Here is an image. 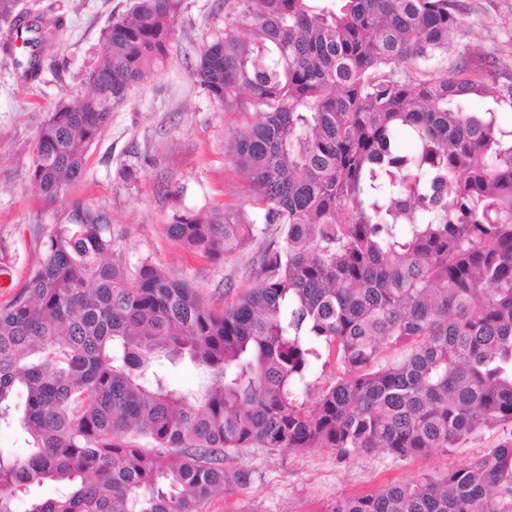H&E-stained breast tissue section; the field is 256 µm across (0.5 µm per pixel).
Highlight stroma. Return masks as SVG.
Masks as SVG:
<instances>
[{
    "label": "stroma",
    "mask_w": 512,
    "mask_h": 512,
    "mask_svg": "<svg viewBox=\"0 0 512 512\" xmlns=\"http://www.w3.org/2000/svg\"><path fill=\"white\" fill-rule=\"evenodd\" d=\"M33 11L63 19L56 66L39 82L22 83L0 57V305L13 299L41 258V241L68 204L43 206L29 178L38 132L60 98L87 94L84 74L101 51L102 29L130 0H20ZM459 36L442 67L467 59L492 72L512 65V0H460ZM224 0H183L167 56L112 108L100 140L91 147L81 180L69 197H81L112 217V248L129 265L149 261L189 282L209 307L230 306L254 283L262 249L254 242L223 262L190 253L171 240L166 226L176 212L249 206V184L227 151L243 124L193 82L201 51L224 35ZM504 429L480 432L457 451L427 459L399 460L383 452L339 457L329 448H245L238 465L257 481L214 497L208 512H327L336 499L398 482L440 475L481 458Z\"/></svg>",
    "instance_id": "obj_1"
}]
</instances>
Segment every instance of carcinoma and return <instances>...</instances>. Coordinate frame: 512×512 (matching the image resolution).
Wrapping results in <instances>:
<instances>
[{"label":"carcinoma","instance_id":"obj_1","mask_svg":"<svg viewBox=\"0 0 512 512\" xmlns=\"http://www.w3.org/2000/svg\"><path fill=\"white\" fill-rule=\"evenodd\" d=\"M0 0L4 57L37 80L62 21ZM183 0H133L102 30L90 92L58 102L34 146L46 205L167 53ZM231 0L224 38L192 78L245 118L229 144L243 207L180 211L169 236L213 261L274 225L255 284L222 312L149 262L112 249L107 212L74 197L28 281L0 306V512H206L256 472L240 448L447 455L512 426V72L434 66L458 0ZM26 60L13 58L21 24ZM495 107L468 112L464 100ZM406 130L413 150L396 142ZM407 351L382 363L387 349ZM339 376L311 406L296 387L322 353ZM163 359L198 371L187 390ZM26 394L22 414L14 394ZM54 483L41 497L31 489ZM330 512H512V432L438 477L339 499Z\"/></svg>","mask_w":512,"mask_h":512}]
</instances>
